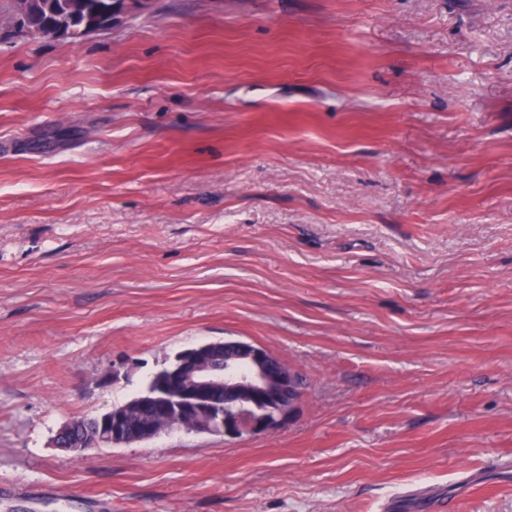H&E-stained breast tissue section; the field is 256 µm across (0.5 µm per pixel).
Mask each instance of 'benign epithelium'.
Listing matches in <instances>:
<instances>
[{"label":"benign epithelium","mask_w":512,"mask_h":512,"mask_svg":"<svg viewBox=\"0 0 512 512\" xmlns=\"http://www.w3.org/2000/svg\"><path fill=\"white\" fill-rule=\"evenodd\" d=\"M170 379L175 396L157 398L150 436L174 423L187 432L220 435L269 434L281 428L299 399L298 374L268 348L244 340H224L218 360L211 344H197L175 354ZM119 416L102 417L94 439L76 443L69 452L82 456L101 442L126 443Z\"/></svg>","instance_id":"benign-epithelium-1"}]
</instances>
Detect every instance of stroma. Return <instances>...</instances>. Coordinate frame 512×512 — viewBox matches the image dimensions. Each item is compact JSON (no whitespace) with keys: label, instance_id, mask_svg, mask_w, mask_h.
Wrapping results in <instances>:
<instances>
[{"label":"stroma","instance_id":"obj_1","mask_svg":"<svg viewBox=\"0 0 512 512\" xmlns=\"http://www.w3.org/2000/svg\"><path fill=\"white\" fill-rule=\"evenodd\" d=\"M224 338L300 374L279 430L53 447ZM509 456L512 0L0 35V512H512Z\"/></svg>","mask_w":512,"mask_h":512}]
</instances>
